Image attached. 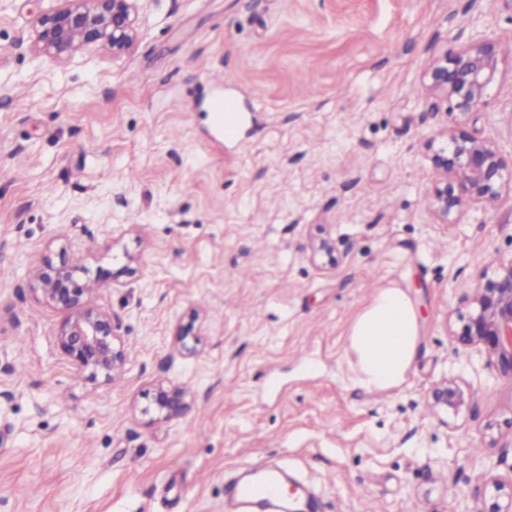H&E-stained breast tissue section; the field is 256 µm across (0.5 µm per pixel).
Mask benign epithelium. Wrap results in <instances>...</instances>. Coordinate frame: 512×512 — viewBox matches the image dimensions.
<instances>
[{
  "label": "benign epithelium",
  "mask_w": 512,
  "mask_h": 512,
  "mask_svg": "<svg viewBox=\"0 0 512 512\" xmlns=\"http://www.w3.org/2000/svg\"><path fill=\"white\" fill-rule=\"evenodd\" d=\"M36 40L40 50L59 61H67L91 45L106 46L119 55L132 47L138 36L139 0H36ZM499 50L480 35L470 44L431 63L424 74L427 89L445 98L449 111L469 114L483 104L486 94L505 77ZM435 167L450 183L436 189L433 205L438 216L448 221L454 209L483 208L506 188L509 162L492 141L452 134L446 151L434 156ZM104 280L90 277L82 266L49 260L36 266L30 289L44 302L69 312L56 341L72 364L92 384H108L123 370L126 355L117 326L104 310L89 304L88 297ZM465 325L452 338L486 358L497 377L512 384V259L499 262L491 273H482L468 301ZM187 393L175 386L160 385L151 405L168 420L187 407ZM433 406L442 415L456 416L466 409L472 392L465 382L450 375L431 394ZM505 501L495 502L487 512H512V484L492 479Z\"/></svg>",
  "instance_id": "7a95c632"
}]
</instances>
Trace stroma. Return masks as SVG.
Returning a JSON list of instances; mask_svg holds the SVG:
<instances>
[{
  "instance_id": "35a3bbf8",
  "label": "stroma",
  "mask_w": 512,
  "mask_h": 512,
  "mask_svg": "<svg viewBox=\"0 0 512 512\" xmlns=\"http://www.w3.org/2000/svg\"><path fill=\"white\" fill-rule=\"evenodd\" d=\"M32 8L0 0V512H224L227 481L269 463L311 512H487L512 481V384L451 336L512 257V193L442 223L433 156L448 132L511 154L512 83L462 116L423 74L479 33L512 56V0H141L130 50L66 62L36 56ZM216 72L232 139L209 135ZM47 259L106 273L113 382L60 350L66 313L29 288ZM385 287L420 342L371 391L346 347ZM451 374L473 399L443 423ZM162 383L187 392L167 421L142 412Z\"/></svg>"
}]
</instances>
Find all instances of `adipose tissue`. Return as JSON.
<instances>
[{
    "label": "adipose tissue",
    "mask_w": 512,
    "mask_h": 512,
    "mask_svg": "<svg viewBox=\"0 0 512 512\" xmlns=\"http://www.w3.org/2000/svg\"><path fill=\"white\" fill-rule=\"evenodd\" d=\"M418 347V321L410 297L397 288H382L355 319L347 355L359 383L379 391L404 381Z\"/></svg>",
    "instance_id": "1"
}]
</instances>
